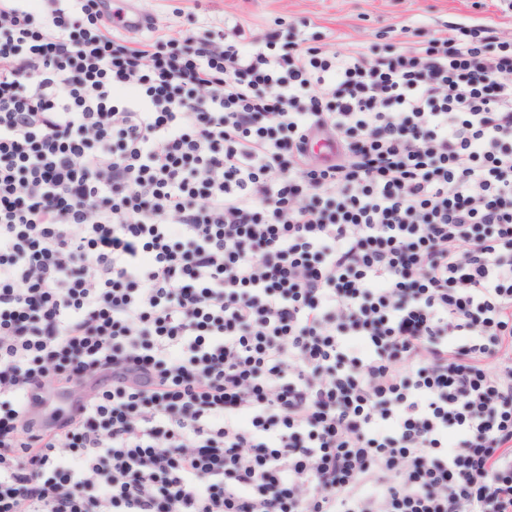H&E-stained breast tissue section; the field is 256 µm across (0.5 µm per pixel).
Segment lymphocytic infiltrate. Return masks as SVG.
Wrapping results in <instances>:
<instances>
[{
    "label": "lymphocytic infiltrate",
    "mask_w": 512,
    "mask_h": 512,
    "mask_svg": "<svg viewBox=\"0 0 512 512\" xmlns=\"http://www.w3.org/2000/svg\"><path fill=\"white\" fill-rule=\"evenodd\" d=\"M418 34L0 0V512H512V38Z\"/></svg>",
    "instance_id": "obj_1"
}]
</instances>
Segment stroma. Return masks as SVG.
Masks as SVG:
<instances>
[{
	"mask_svg": "<svg viewBox=\"0 0 512 512\" xmlns=\"http://www.w3.org/2000/svg\"><path fill=\"white\" fill-rule=\"evenodd\" d=\"M143 5L157 27L172 34L236 24L267 32L305 18L307 34L331 51L383 46L387 29L402 25L434 29L490 18L512 35V13L501 12L499 0H143Z\"/></svg>",
	"mask_w": 512,
	"mask_h": 512,
	"instance_id": "stroma-1",
	"label": "stroma"
}]
</instances>
